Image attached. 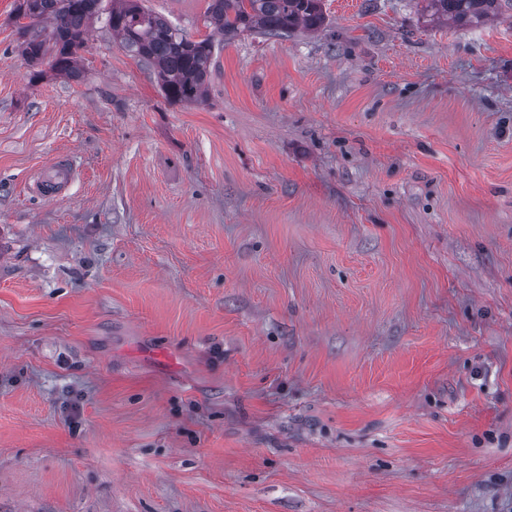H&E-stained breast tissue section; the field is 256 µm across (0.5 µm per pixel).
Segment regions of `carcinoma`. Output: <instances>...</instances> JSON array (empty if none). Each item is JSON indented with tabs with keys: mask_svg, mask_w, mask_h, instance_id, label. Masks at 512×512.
<instances>
[{
	"mask_svg": "<svg viewBox=\"0 0 512 512\" xmlns=\"http://www.w3.org/2000/svg\"><path fill=\"white\" fill-rule=\"evenodd\" d=\"M19 0L17 16L49 24L48 37L29 38L23 53L31 63L48 61L51 69L80 77L79 51L86 46L90 24L106 13V24L119 46L149 63L156 72L164 98L171 103L202 104L214 61V41L191 40L143 0ZM436 19L453 24H481L512 8L509 0H424ZM215 34L228 40L239 33L259 30L270 37L286 38L302 28L315 31L325 22L321 0H209Z\"/></svg>",
	"mask_w": 512,
	"mask_h": 512,
	"instance_id": "obj_1",
	"label": "carcinoma"
}]
</instances>
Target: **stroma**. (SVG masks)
Masks as SVG:
<instances>
[{
    "mask_svg": "<svg viewBox=\"0 0 512 512\" xmlns=\"http://www.w3.org/2000/svg\"><path fill=\"white\" fill-rule=\"evenodd\" d=\"M18 2L0 512H512V11L323 0L173 105L101 20L80 78L29 66ZM426 9L436 19L453 24H481L501 12L502 2L512 8L509 0H424ZM75 177L68 158H60L40 173L35 183V193L44 199H56L65 195Z\"/></svg>",
    "mask_w": 512,
    "mask_h": 512,
    "instance_id": "1",
    "label": "stroma"
}]
</instances>
